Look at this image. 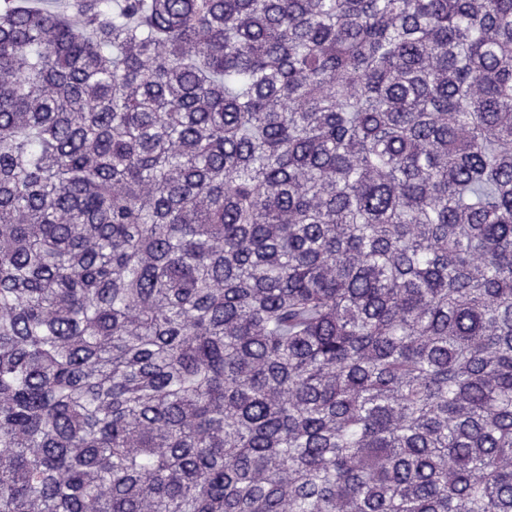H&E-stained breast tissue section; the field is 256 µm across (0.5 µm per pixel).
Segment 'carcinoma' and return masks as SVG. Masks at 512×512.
<instances>
[{
	"instance_id": "cac0c4a2",
	"label": "carcinoma",
	"mask_w": 512,
	"mask_h": 512,
	"mask_svg": "<svg viewBox=\"0 0 512 512\" xmlns=\"http://www.w3.org/2000/svg\"><path fill=\"white\" fill-rule=\"evenodd\" d=\"M512 0H0V512H512Z\"/></svg>"
}]
</instances>
